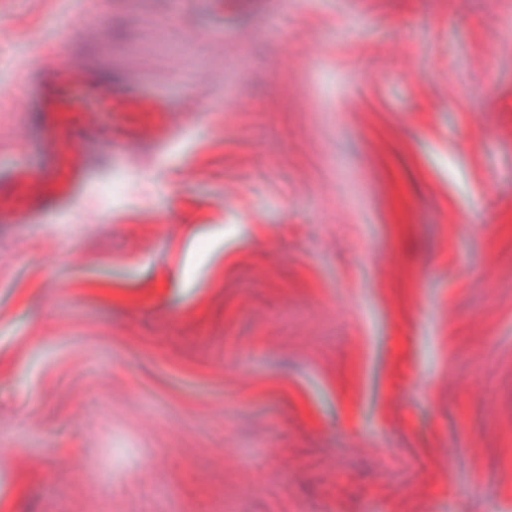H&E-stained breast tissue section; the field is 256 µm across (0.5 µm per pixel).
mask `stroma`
I'll return each mask as SVG.
<instances>
[{
    "instance_id": "35a3bbf8",
    "label": "stroma",
    "mask_w": 512,
    "mask_h": 512,
    "mask_svg": "<svg viewBox=\"0 0 512 512\" xmlns=\"http://www.w3.org/2000/svg\"><path fill=\"white\" fill-rule=\"evenodd\" d=\"M0 29V512H512V0ZM23 68L37 76L53 75L62 71L79 72L82 67L76 58L66 56L62 51L49 53L38 46H32L25 56Z\"/></svg>"
}]
</instances>
